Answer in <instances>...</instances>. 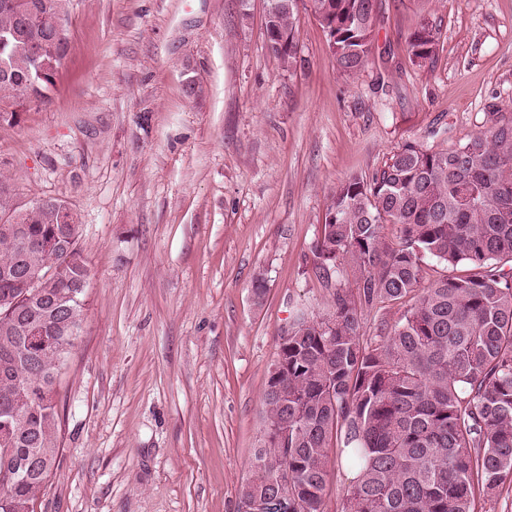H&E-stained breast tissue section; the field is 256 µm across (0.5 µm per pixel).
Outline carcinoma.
<instances>
[{"label":"carcinoma","mask_w":512,"mask_h":512,"mask_svg":"<svg viewBox=\"0 0 512 512\" xmlns=\"http://www.w3.org/2000/svg\"><path fill=\"white\" fill-rule=\"evenodd\" d=\"M69 0H0V121H15L56 87L65 52L53 22ZM289 0H269L265 30L272 54L296 62L297 14ZM329 36L336 70L352 77L370 62L378 0H312ZM412 55L432 59L438 37L423 20L407 38ZM0 225L23 224L34 241L55 248L21 253L0 232V269L22 261L66 270L44 288L43 304L0 309V434L6 410L30 405L31 438L0 447V512H34L50 470L28 480L4 466V454L60 453L55 379L67 351L63 312L83 317L79 280L89 276L77 242L79 224L60 223L56 199L28 208L3 200ZM397 226L388 245L382 225ZM315 273L349 267L358 288H338L326 316L298 307L269 369L265 424L288 435L254 450L243 497L274 501L288 477V512H323L327 448L353 473L343 512H475L512 483V116L492 113L484 131L458 146L433 151L407 144L371 178L353 175L331 193ZM465 268L422 285L423 257ZM413 303L386 343H360L363 308L407 296ZM40 321L47 341L21 336L25 320Z\"/></svg>","instance_id":"1"}]
</instances>
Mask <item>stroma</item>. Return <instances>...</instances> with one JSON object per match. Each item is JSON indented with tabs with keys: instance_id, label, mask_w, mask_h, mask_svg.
<instances>
[{
	"instance_id": "35a3bbf8",
	"label": "stroma",
	"mask_w": 512,
	"mask_h": 512,
	"mask_svg": "<svg viewBox=\"0 0 512 512\" xmlns=\"http://www.w3.org/2000/svg\"><path fill=\"white\" fill-rule=\"evenodd\" d=\"M379 4L349 78L308 0L290 69L266 48L265 0H69L49 102L0 121L15 203L70 206L90 271L35 512H240L296 305L321 315L355 287L313 269L336 184L512 114V0ZM423 20L439 37L425 64L407 44ZM409 305L365 310L363 344Z\"/></svg>"
}]
</instances>
